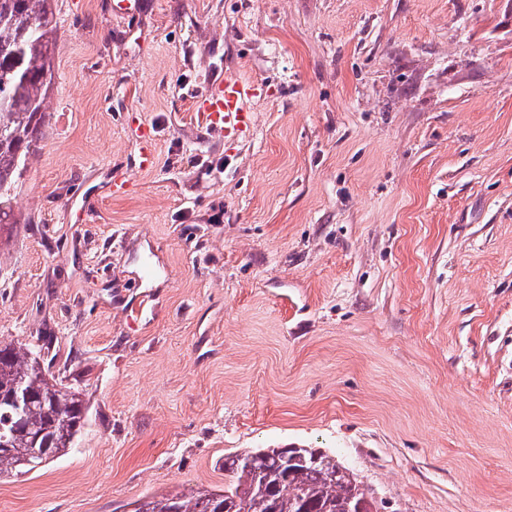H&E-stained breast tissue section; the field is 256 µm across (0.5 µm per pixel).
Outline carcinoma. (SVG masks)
<instances>
[{
  "label": "carcinoma",
  "mask_w": 512,
  "mask_h": 512,
  "mask_svg": "<svg viewBox=\"0 0 512 512\" xmlns=\"http://www.w3.org/2000/svg\"><path fill=\"white\" fill-rule=\"evenodd\" d=\"M56 29L52 0H0V224L45 119ZM85 421L82 393L45 370L40 353L0 341V477L69 453ZM258 456L250 470L246 461ZM134 512H371L357 475L319 448H258L224 456V491H174Z\"/></svg>",
  "instance_id": "obj_1"
}]
</instances>
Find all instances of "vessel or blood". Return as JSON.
<instances>
[{
    "label": "vessel or blood",
    "mask_w": 512,
    "mask_h": 512,
    "mask_svg": "<svg viewBox=\"0 0 512 512\" xmlns=\"http://www.w3.org/2000/svg\"><path fill=\"white\" fill-rule=\"evenodd\" d=\"M260 94L258 83L237 73H225L223 80L212 83L205 94L195 101L199 121L207 128L223 134L225 140L238 141L249 135L255 126V114L250 107ZM139 167L147 170L156 160V134L152 125H140L136 133Z\"/></svg>",
    "instance_id": "1"
}]
</instances>
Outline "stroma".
Wrapping results in <instances>:
<instances>
[{
  "label": "stroma",
  "mask_w": 512,
  "mask_h": 512,
  "mask_svg": "<svg viewBox=\"0 0 512 512\" xmlns=\"http://www.w3.org/2000/svg\"><path fill=\"white\" fill-rule=\"evenodd\" d=\"M113 4L54 0L0 228V340L51 338L85 424L0 512L220 491L278 446L378 512H512V0ZM228 70L265 87L236 143L193 106ZM156 134L150 124H142L136 133L139 153V168L147 170L153 167L156 160Z\"/></svg>",
  "instance_id": "1"
}]
</instances>
